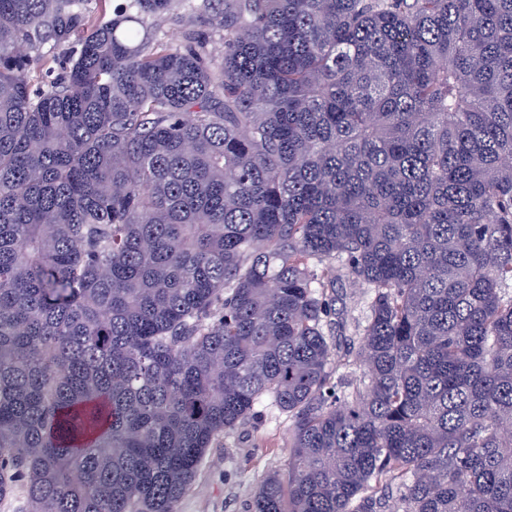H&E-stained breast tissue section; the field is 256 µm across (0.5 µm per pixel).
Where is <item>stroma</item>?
<instances>
[{"mask_svg": "<svg viewBox=\"0 0 512 512\" xmlns=\"http://www.w3.org/2000/svg\"><path fill=\"white\" fill-rule=\"evenodd\" d=\"M336 277V313L325 318L327 338L354 339L363 323L368 293L348 272L344 262L333 261ZM291 421L274 403L266 401L257 417L209 448L194 485L180 499L177 512H247L261 480L269 473L288 474V439Z\"/></svg>", "mask_w": 512, "mask_h": 512, "instance_id": "obj_1", "label": "stroma"}]
</instances>
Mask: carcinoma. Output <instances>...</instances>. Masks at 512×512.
Segmentation results:
<instances>
[{
	"mask_svg": "<svg viewBox=\"0 0 512 512\" xmlns=\"http://www.w3.org/2000/svg\"><path fill=\"white\" fill-rule=\"evenodd\" d=\"M266 397L249 512H512V0H0V498L176 512ZM330 266L333 268V275H336V315L324 318L323 330L327 338H335L338 332L339 338L345 342V339L355 341L357 346V337L355 336L358 324L364 322L367 311L368 293L362 283L355 280L348 272L344 262L333 261ZM339 323V328H338ZM337 324V325H336ZM337 326V331H336ZM339 330V331H338ZM340 334L342 336H340Z\"/></svg>",
	"mask_w": 512,
	"mask_h": 512,
	"instance_id": "cac0c4a2",
	"label": "carcinoma"
}]
</instances>
